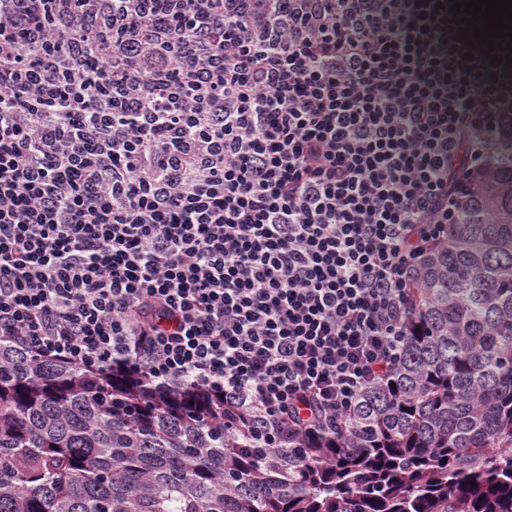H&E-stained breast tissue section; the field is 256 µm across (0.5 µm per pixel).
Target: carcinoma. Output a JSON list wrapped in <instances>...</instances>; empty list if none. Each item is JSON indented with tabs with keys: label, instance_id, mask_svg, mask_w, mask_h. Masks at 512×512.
<instances>
[{
	"label": "carcinoma",
	"instance_id": "cac0c4a2",
	"mask_svg": "<svg viewBox=\"0 0 512 512\" xmlns=\"http://www.w3.org/2000/svg\"><path fill=\"white\" fill-rule=\"evenodd\" d=\"M336 435L0 342V512H512V107Z\"/></svg>",
	"mask_w": 512,
	"mask_h": 512
}]
</instances>
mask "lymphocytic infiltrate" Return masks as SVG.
Here are the masks:
<instances>
[{
	"mask_svg": "<svg viewBox=\"0 0 512 512\" xmlns=\"http://www.w3.org/2000/svg\"><path fill=\"white\" fill-rule=\"evenodd\" d=\"M436 3L0 0V339L335 431L512 102Z\"/></svg>",
	"mask_w": 512,
	"mask_h": 512,
	"instance_id": "obj_1",
	"label": "lymphocytic infiltrate"
}]
</instances>
